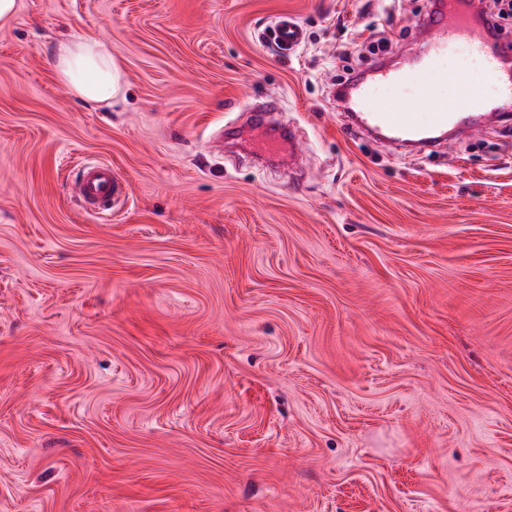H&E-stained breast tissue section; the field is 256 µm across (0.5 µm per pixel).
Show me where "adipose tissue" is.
<instances>
[{
	"mask_svg": "<svg viewBox=\"0 0 512 512\" xmlns=\"http://www.w3.org/2000/svg\"><path fill=\"white\" fill-rule=\"evenodd\" d=\"M55 69L77 99L102 104L120 90L119 67L103 43L77 38L60 43Z\"/></svg>",
	"mask_w": 512,
	"mask_h": 512,
	"instance_id": "obj_1",
	"label": "adipose tissue"
}]
</instances>
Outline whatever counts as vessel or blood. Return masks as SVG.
Segmentation results:
<instances>
[{
  "mask_svg": "<svg viewBox=\"0 0 512 512\" xmlns=\"http://www.w3.org/2000/svg\"><path fill=\"white\" fill-rule=\"evenodd\" d=\"M469 0H432L427 16L416 23V36L425 49L411 66H380L368 79L353 83L341 103L349 124L358 132H376L388 142L425 150L435 131L499 122L512 112V39L489 40L476 22ZM304 31L291 14L281 15L272 27L270 41L281 57L291 55L303 42ZM466 54L480 64L479 76L448 67L450 57ZM447 83L457 90L455 103L439 97L437 88ZM400 92V99L386 105L379 101L381 89ZM429 103L430 110L413 112L412 101ZM124 180L110 164L83 166L77 197L96 214L107 213L111 203L124 199Z\"/></svg>",
  "mask_w": 512,
  "mask_h": 512,
  "instance_id": "b4317fda",
  "label": "vessel or blood"
}]
</instances>
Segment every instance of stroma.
I'll use <instances>...</instances> for the list:
<instances>
[{"mask_svg": "<svg viewBox=\"0 0 512 512\" xmlns=\"http://www.w3.org/2000/svg\"><path fill=\"white\" fill-rule=\"evenodd\" d=\"M429 2L18 0L0 512H512V113L413 157L327 96L415 53ZM77 37L111 104L57 77ZM272 95L302 167L242 144ZM98 160L128 184L108 222L72 194ZM271 29L269 41L283 58H288L304 40V31L293 14L281 15ZM55 69L77 99L102 104L120 90L119 67L103 43L77 38L59 44Z\"/></svg>", "mask_w": 512, "mask_h": 512, "instance_id": "obj_1", "label": "stroma"}]
</instances>
